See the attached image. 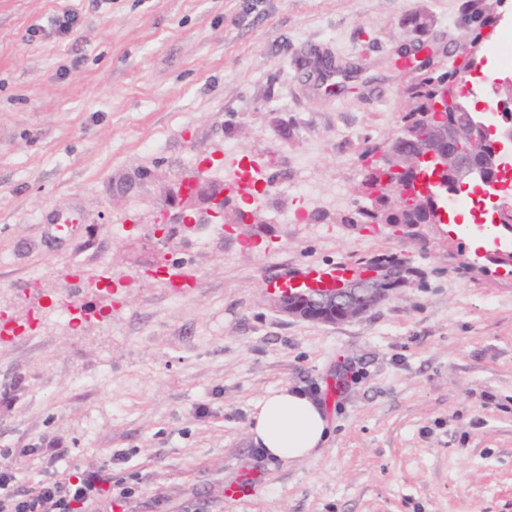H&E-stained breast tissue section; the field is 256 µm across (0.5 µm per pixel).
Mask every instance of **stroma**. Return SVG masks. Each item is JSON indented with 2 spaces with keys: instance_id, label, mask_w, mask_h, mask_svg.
<instances>
[{
  "instance_id": "1",
  "label": "stroma",
  "mask_w": 512,
  "mask_h": 512,
  "mask_svg": "<svg viewBox=\"0 0 512 512\" xmlns=\"http://www.w3.org/2000/svg\"><path fill=\"white\" fill-rule=\"evenodd\" d=\"M463 3L0 0V448L66 449L132 487L126 512H512V265L444 224L340 221L420 76L391 59L421 42L447 71ZM496 15L464 87L491 126L512 0ZM244 172L280 177L273 202L236 200L262 223L161 224L181 181ZM379 255L405 285L335 324L264 284ZM282 386L335 422L312 457L250 440ZM244 469L252 495L226 500Z\"/></svg>"
}]
</instances>
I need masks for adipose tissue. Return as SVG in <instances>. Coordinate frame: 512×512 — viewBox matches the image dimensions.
<instances>
[{"label": "adipose tissue", "mask_w": 512, "mask_h": 512, "mask_svg": "<svg viewBox=\"0 0 512 512\" xmlns=\"http://www.w3.org/2000/svg\"><path fill=\"white\" fill-rule=\"evenodd\" d=\"M330 435L331 424L323 405L288 386L269 390L258 401L249 428L251 441L282 461L312 456Z\"/></svg>", "instance_id": "ef3b65f1"}]
</instances>
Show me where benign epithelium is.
Wrapping results in <instances>:
<instances>
[{"mask_svg":"<svg viewBox=\"0 0 512 512\" xmlns=\"http://www.w3.org/2000/svg\"><path fill=\"white\" fill-rule=\"evenodd\" d=\"M512 104V81L504 79L498 83L492 106L504 111ZM436 114L424 115L415 139L424 143L420 159L429 164L434 172L448 171V185L478 186L490 184L499 193L483 192L493 203L494 223L502 222V213L512 205L508 203L506 187L501 181L504 171L502 151L505 144H512V126L502 129L501 136L485 148L481 136L487 126L471 112L464 99L453 91L445 92L444 98L435 105ZM408 134L398 130L393 139L372 154V162L385 171L381 184L398 194L401 200H412L426 195L418 186L412 187L401 181L404 173V148ZM385 276L371 270L348 285L324 292L298 291L278 299L280 311L287 315L313 321L334 323L358 317L367 312L387 295L383 288Z\"/></svg>","mask_w":512,"mask_h":512,"instance_id":"obj_1","label":"benign epithelium"}]
</instances>
